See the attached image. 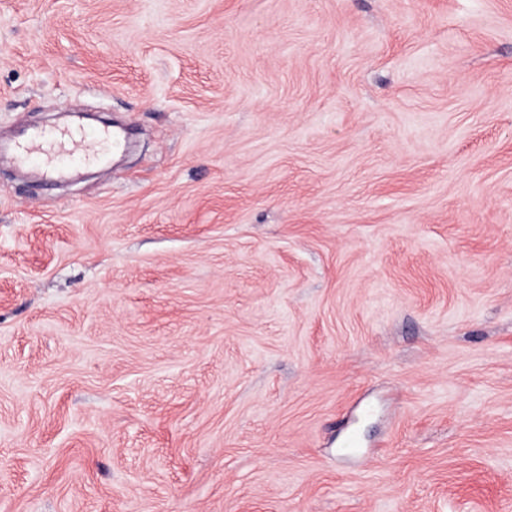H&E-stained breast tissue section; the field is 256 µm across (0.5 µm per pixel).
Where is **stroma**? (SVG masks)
Listing matches in <instances>:
<instances>
[{"label":"stroma","instance_id":"1","mask_svg":"<svg viewBox=\"0 0 512 512\" xmlns=\"http://www.w3.org/2000/svg\"><path fill=\"white\" fill-rule=\"evenodd\" d=\"M73 111L131 145L0 171V512H512V0H0V136Z\"/></svg>","mask_w":512,"mask_h":512}]
</instances>
